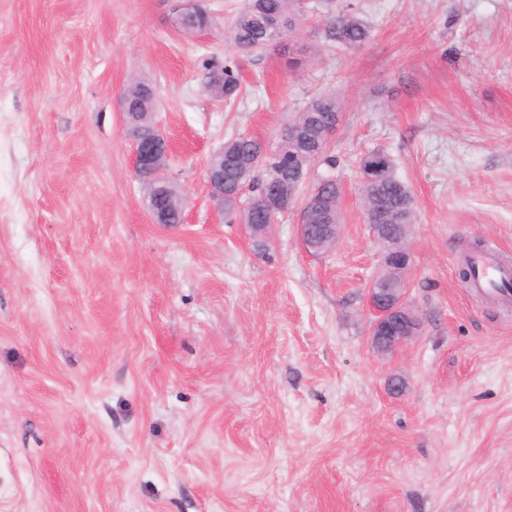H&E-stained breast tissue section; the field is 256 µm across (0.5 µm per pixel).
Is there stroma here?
Here are the masks:
<instances>
[{"mask_svg":"<svg viewBox=\"0 0 512 512\" xmlns=\"http://www.w3.org/2000/svg\"><path fill=\"white\" fill-rule=\"evenodd\" d=\"M354 4L360 49L310 20L234 56L242 0H0V512H512V303L458 276L471 243L512 259V0ZM236 60L243 93L204 90ZM155 90L186 203L155 223L121 105ZM342 104L310 180L342 187L336 247L306 251L298 210L267 251L210 199L229 137L274 146L315 94ZM394 156L416 207L409 302L420 333L373 347L381 262L355 161ZM402 392H391L392 379ZM203 8H199L197 14L192 18L177 16L175 19L176 27L187 34L210 29L213 25V17L204 6Z\"/></svg>","mask_w":512,"mask_h":512,"instance_id":"obj_1","label":"stroma"}]
</instances>
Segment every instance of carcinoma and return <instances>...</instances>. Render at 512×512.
<instances>
[{
    "label": "carcinoma",
    "instance_id": "carcinoma-1",
    "mask_svg": "<svg viewBox=\"0 0 512 512\" xmlns=\"http://www.w3.org/2000/svg\"><path fill=\"white\" fill-rule=\"evenodd\" d=\"M311 7L302 0H245L244 6L224 33L230 49L241 55L267 50L279 45L297 26L307 20ZM176 27L187 34L208 30L213 17L207 9H199L192 17L178 16ZM325 36L349 49H358L370 37L369 28L358 16L353 4H347L324 20ZM207 70L205 91L213 98L234 100L241 90L239 70L232 62L224 65L204 63ZM154 89L145 81L131 83L125 90V111H154ZM341 112L336 95L313 96L288 123L303 128L305 135L296 154L268 149L245 135L224 142V210L234 211L242 193H250L247 206L240 212L244 224L271 223L268 203L279 202L292 208L298 190L304 184L312 165H336L328 153V141L322 133L331 118ZM385 168L374 183L364 181L365 171L374 166ZM362 204L368 206L365 219L370 224H408L414 220V197L397 172V162L384 150H371L356 160ZM341 185L329 177L317 180L305 195L301 210L307 222L318 225L341 223Z\"/></svg>",
    "mask_w": 512,
    "mask_h": 512
}]
</instances>
